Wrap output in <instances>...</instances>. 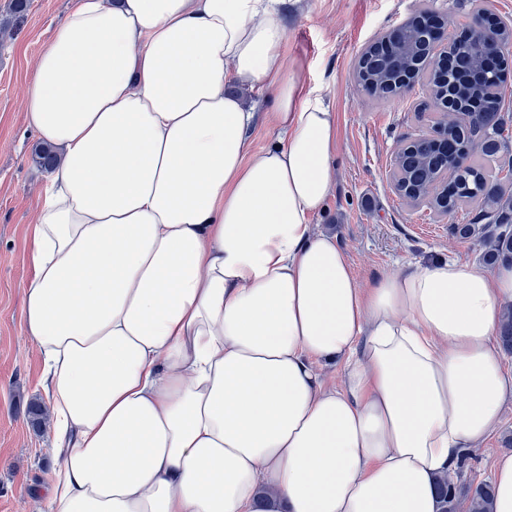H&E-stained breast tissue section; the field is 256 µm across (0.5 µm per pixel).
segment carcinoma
<instances>
[{"label":"carcinoma","instance_id":"carcinoma-1","mask_svg":"<svg viewBox=\"0 0 512 512\" xmlns=\"http://www.w3.org/2000/svg\"><path fill=\"white\" fill-rule=\"evenodd\" d=\"M30 0H10L9 14L0 18V43L11 37L24 16ZM495 32H476L475 43L465 49H458L460 61L469 70L472 79L459 82L448 89V94L463 104H472L475 110L468 113L467 136H462L454 128H448V141L441 148L432 144L424 146L418 154L403 159L416 185H425L434 177L443 159L456 172V178L448 184V203L458 209L461 206L480 201L488 209L493 225L456 224L454 234L462 238L479 235L484 238L487 250L484 258L491 262L497 258L512 259V220L503 212L512 209V194H506L502 184L493 181L492 175L477 159L476 155L493 157L507 148L508 137L503 118L500 115L502 96L507 81L499 75L483 69L475 44L493 38ZM500 341L505 350L512 352V308L504 312L500 326ZM443 512H457L460 501L467 502V512H493V491L490 486L478 485L466 490L447 477L437 483Z\"/></svg>","mask_w":512,"mask_h":512}]
</instances>
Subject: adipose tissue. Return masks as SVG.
<instances>
[{
    "instance_id": "ef3b65f1",
    "label": "adipose tissue",
    "mask_w": 512,
    "mask_h": 512,
    "mask_svg": "<svg viewBox=\"0 0 512 512\" xmlns=\"http://www.w3.org/2000/svg\"><path fill=\"white\" fill-rule=\"evenodd\" d=\"M287 4L77 0L34 63L26 121L58 151L22 285L63 457L46 512H441L512 397V261L365 286L313 224L336 115L284 76ZM258 84L278 142L253 152ZM500 341L503 347L500 345L501 353L503 356V361L505 368L508 373H512V307L507 308L506 312H504V317L500 326ZM508 351V352H507Z\"/></svg>"
}]
</instances>
